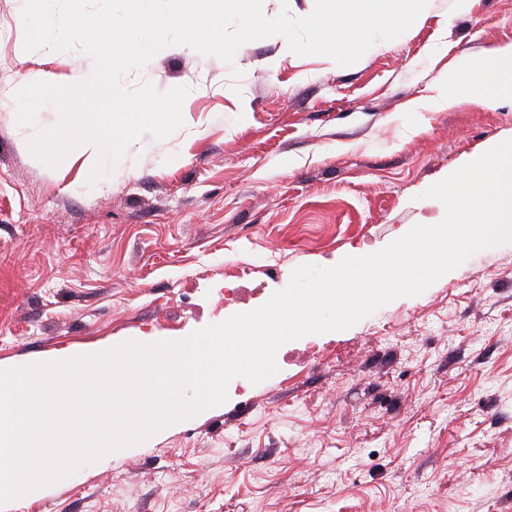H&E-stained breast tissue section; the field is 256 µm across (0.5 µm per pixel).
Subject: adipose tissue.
Wrapping results in <instances>:
<instances>
[{
  "label": "adipose tissue",
  "instance_id": "adipose-tissue-1",
  "mask_svg": "<svg viewBox=\"0 0 512 512\" xmlns=\"http://www.w3.org/2000/svg\"><path fill=\"white\" fill-rule=\"evenodd\" d=\"M483 86L485 104H493L494 89H512V43L496 48L481 62L461 58L452 70L445 72L439 81L436 95L424 98L421 108L439 109L450 107L471 99L475 86Z\"/></svg>",
  "mask_w": 512,
  "mask_h": 512
}]
</instances>
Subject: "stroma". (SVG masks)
<instances>
[{
  "mask_svg": "<svg viewBox=\"0 0 512 512\" xmlns=\"http://www.w3.org/2000/svg\"><path fill=\"white\" fill-rule=\"evenodd\" d=\"M0 0V90L68 84L81 50L23 49ZM512 43V0H431L422 27L349 67L242 45L167 47L125 87L189 86L183 124L89 185L0 106V366L140 335L180 340L254 310L302 265L434 224L423 193L512 137V100L418 109L461 57ZM241 78H233V70ZM262 294L233 296L236 263ZM327 349L308 360L306 348ZM226 403L0 512H504L512 502V242L349 329L282 345Z\"/></svg>",
  "mask_w": 512,
  "mask_h": 512,
  "instance_id": "stroma-1",
  "label": "stroma"
}]
</instances>
